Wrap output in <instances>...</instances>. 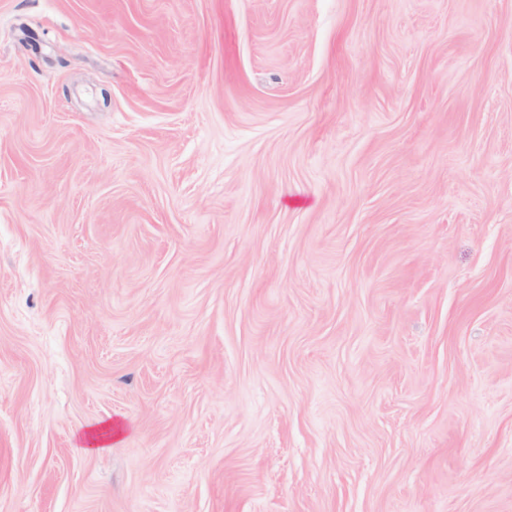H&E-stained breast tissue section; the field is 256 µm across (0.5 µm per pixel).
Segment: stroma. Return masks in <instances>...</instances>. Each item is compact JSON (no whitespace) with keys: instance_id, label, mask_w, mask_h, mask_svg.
I'll return each instance as SVG.
<instances>
[{"instance_id":"obj_1","label":"stroma","mask_w":512,"mask_h":512,"mask_svg":"<svg viewBox=\"0 0 512 512\" xmlns=\"http://www.w3.org/2000/svg\"><path fill=\"white\" fill-rule=\"evenodd\" d=\"M0 512H512V0H0ZM78 447L83 450L101 451L112 443V425H90L78 435Z\"/></svg>"}]
</instances>
